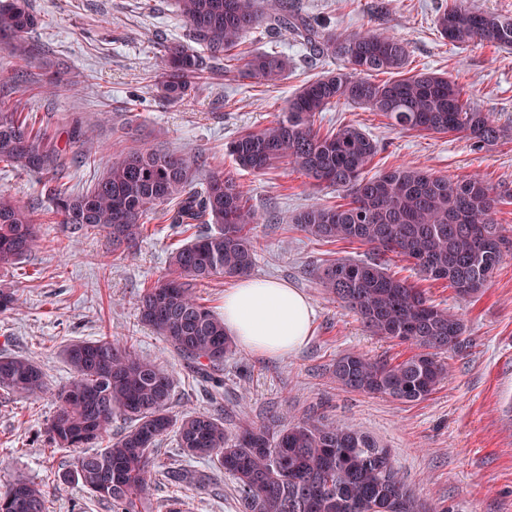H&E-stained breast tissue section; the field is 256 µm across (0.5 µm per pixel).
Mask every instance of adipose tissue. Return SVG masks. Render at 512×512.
<instances>
[{
	"mask_svg": "<svg viewBox=\"0 0 512 512\" xmlns=\"http://www.w3.org/2000/svg\"><path fill=\"white\" fill-rule=\"evenodd\" d=\"M313 307L298 289L240 278L224 295V328L248 350L275 357L300 349L310 335Z\"/></svg>",
	"mask_w": 512,
	"mask_h": 512,
	"instance_id": "adipose-tissue-1",
	"label": "adipose tissue"
}]
</instances>
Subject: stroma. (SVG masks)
I'll list each match as a JSON object with an SVG mask.
<instances>
[{
  "label": "stroma",
  "instance_id": "1",
  "mask_svg": "<svg viewBox=\"0 0 512 512\" xmlns=\"http://www.w3.org/2000/svg\"><path fill=\"white\" fill-rule=\"evenodd\" d=\"M373 2L300 0L310 17L330 21L338 30L395 34L408 43L413 67L472 86L477 107L512 127V48L461 49L440 39L433 20L451 0H388V12L379 18L370 13ZM32 3L40 18L30 36L36 59L23 64L8 43L0 42V101L62 147L68 146L74 129L92 127L88 158L71 161L63 183L87 189L105 166L134 145L202 155L206 171L232 175L244 186L249 207L260 216L253 230V277L297 288L310 299L314 316L307 342L286 357L236 348L224 361L220 389H213L137 314L143 289L167 274L170 252L190 238L186 232L173 233L165 208L152 213L149 233L131 255L114 252L103 232L78 237L61 251L55 241L63 233L42 191L43 176L1 169L0 191L34 206L42 218L43 241L26 260L0 271V288L15 289L19 298L17 311L0 313V351L39 363L48 388L29 399L0 390V488L29 479L52 492V512H108L80 484L63 481L71 453L49 452L45 429L55 410L56 390L71 376L63 358L65 345L109 336L133 343L142 356L173 373L174 414L220 410L231 431L242 421L261 424L283 412L297 418L322 414L387 448L425 512H512V254L474 298L422 280L402 258L388 256L392 274L461 315L467 344L445 354L448 377L425 400L402 403L346 391L332 375L340 355L357 352L395 362L412 348L371 335L313 276L327 260L369 255L364 246L315 241L292 222L308 204L341 202L340 192L315 186L285 164L262 174L240 169L224 149L241 132L275 119L297 88L336 68V61L310 57L285 36L251 35L244 49H275L287 56L283 80H242L218 68L196 86L189 102L175 103L154 81L161 42L181 38L186 30L173 0ZM54 77L73 83L75 92H51ZM343 124L360 126L379 143L369 174L404 165L493 186L512 184V142L478 151L460 136L396 129L380 114L349 104L315 120L323 133ZM190 466L217 483L219 495L179 492L160 477L151 485L153 499L163 502L179 493L188 512H239L231 478L205 462Z\"/></svg>",
  "mask_w": 512,
  "mask_h": 512
}]
</instances>
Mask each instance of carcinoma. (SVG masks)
I'll return each instance as SVG.
<instances>
[{
  "instance_id": "carcinoma-1",
  "label": "carcinoma",
  "mask_w": 512,
  "mask_h": 512,
  "mask_svg": "<svg viewBox=\"0 0 512 512\" xmlns=\"http://www.w3.org/2000/svg\"><path fill=\"white\" fill-rule=\"evenodd\" d=\"M175 7L186 33L161 45L155 71L156 85L173 100L189 99L196 83L222 61L224 72L242 79H283L285 56L240 49L246 36L259 31L289 35L310 54L340 62L299 87L267 126L225 145L243 169L264 173L286 161L316 184L345 194L342 204L313 203L300 211L294 223L303 232L317 241L392 253L462 298L483 291L512 242L496 218L500 206L512 204V187L408 166L367 178L379 151L372 137L354 124L324 135L315 128L317 114L351 103L380 113L400 130L460 135L478 149L507 138L508 129L475 106L470 87L435 72L407 76L408 43L374 30L338 33L298 11L292 0H175ZM38 24L29 0H0V39L10 40L25 64L34 59L29 34ZM433 24L458 48H512V15L460 2L439 11ZM379 72L400 78L370 79ZM90 142L87 132L74 131L68 154L0 103V163L50 175L45 195L64 231L104 232L113 249H130L161 205L168 206L170 224L180 233L191 224L216 226L171 253L169 277L140 294L138 315L198 372L223 368L234 344L197 285L220 275L247 276L255 265L252 230L259 218L246 206L243 186L222 172L200 178L202 163L195 156L135 145L92 186L74 192L59 176L68 156H78ZM39 242L36 209L0 191V270L17 265ZM316 279L370 333L417 349L396 363L340 356L333 375L342 387L416 402L447 378L441 355L465 345L458 315L381 262L339 258L317 270ZM63 355L72 377L57 390L47 424L50 446L85 449L73 458L68 476L111 512H156L149 494L157 473L154 454L170 433L187 460L207 461L233 480L240 512H422L392 458L381 456L379 444L355 428L317 414L286 423L279 414L260 425L245 421L232 433L221 414H173V374L132 344L102 336L71 342ZM46 388L38 363L0 353L1 390L31 398ZM117 417L129 426L107 447L92 450ZM50 496L43 486L18 479L0 489V512H49Z\"/></svg>"
}]
</instances>
